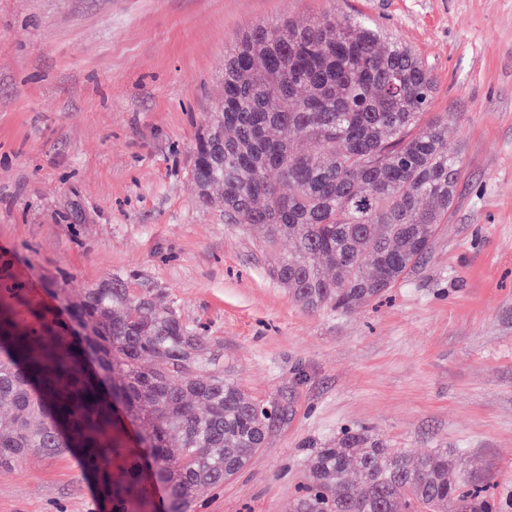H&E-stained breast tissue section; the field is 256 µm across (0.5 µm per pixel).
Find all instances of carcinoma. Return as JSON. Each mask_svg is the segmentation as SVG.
Wrapping results in <instances>:
<instances>
[{
    "mask_svg": "<svg viewBox=\"0 0 512 512\" xmlns=\"http://www.w3.org/2000/svg\"><path fill=\"white\" fill-rule=\"evenodd\" d=\"M433 93L425 64L360 18L255 25L224 53V109L196 139L198 203L269 248L287 242L270 275L303 308L356 310L448 223L463 162L428 112ZM61 303L67 323L41 307L24 321L0 298V467L76 452L112 512H146L158 486L164 512H191L283 415L224 378L211 338L129 276ZM455 467L446 448L411 456L347 429L310 454L291 512H493Z\"/></svg>",
    "mask_w": 512,
    "mask_h": 512,
    "instance_id": "obj_1",
    "label": "carcinoma"
}]
</instances>
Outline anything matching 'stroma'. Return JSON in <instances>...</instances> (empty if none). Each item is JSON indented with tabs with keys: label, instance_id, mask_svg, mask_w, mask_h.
<instances>
[{
	"label": "stroma",
	"instance_id": "1",
	"mask_svg": "<svg viewBox=\"0 0 512 512\" xmlns=\"http://www.w3.org/2000/svg\"><path fill=\"white\" fill-rule=\"evenodd\" d=\"M360 17L421 58L463 161L431 251L345 313L301 307L257 231L196 201L193 146L249 28ZM132 273L224 374L284 409L192 512H289L306 460L366 428L512 512V0H0V286L54 309ZM0 512H110L72 455L0 469Z\"/></svg>",
	"mask_w": 512,
	"mask_h": 512
}]
</instances>
